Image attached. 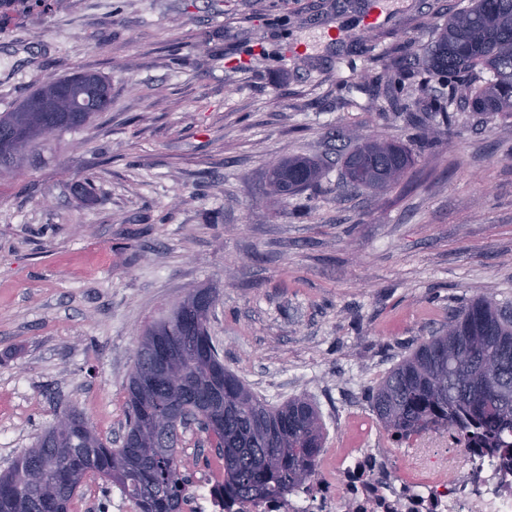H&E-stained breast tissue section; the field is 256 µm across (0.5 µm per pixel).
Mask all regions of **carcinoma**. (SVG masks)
<instances>
[{
	"mask_svg": "<svg viewBox=\"0 0 512 512\" xmlns=\"http://www.w3.org/2000/svg\"><path fill=\"white\" fill-rule=\"evenodd\" d=\"M430 71L456 78L448 85V105L465 100L474 112L512 117V0H472L448 18L425 47ZM490 77H485V74ZM91 97L93 112H48L45 98L76 101ZM112 105L109 85L96 73L74 72L43 81L13 111L0 113V172L10 171L21 127H57L55 138L87 127ZM413 149L399 141L364 139L345 154L344 174L355 188L384 191L414 166ZM321 177L318 162L301 156L273 163L269 193L286 199ZM213 291L197 288L144 331L148 350L158 336H183L193 348L176 360L181 381L173 382L149 364L134 362L128 383L126 435L129 445L108 447L84 417L71 412L75 427L51 425L42 439L0 474V512H70L86 476L119 487L136 512H185L188 471L198 460L182 455L181 430L159 434L168 408H197L215 400L204 431L224 460V494L244 500L285 494L313 474L325 439L321 415L306 397L278 406L261 401L224 368L207 329ZM382 427L401 436L431 423L471 433L474 447L502 451L500 436L512 433V314L487 297L470 301L448 317V325L403 357L368 396Z\"/></svg>",
	"mask_w": 512,
	"mask_h": 512,
	"instance_id": "carcinoma-1",
	"label": "carcinoma"
}]
</instances>
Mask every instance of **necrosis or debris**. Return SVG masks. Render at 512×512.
Returning a JSON list of instances; mask_svg holds the SVG:
<instances>
[{
    "mask_svg": "<svg viewBox=\"0 0 512 512\" xmlns=\"http://www.w3.org/2000/svg\"><path fill=\"white\" fill-rule=\"evenodd\" d=\"M343 413L314 476L288 495L229 500L215 468L186 512H512V456L475 452L440 424L400 442L356 407Z\"/></svg>",
    "mask_w": 512,
    "mask_h": 512,
    "instance_id": "obj_1",
    "label": "necrosis or debris"
}]
</instances>
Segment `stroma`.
<instances>
[{
    "label": "stroma",
    "mask_w": 512,
    "mask_h": 512,
    "mask_svg": "<svg viewBox=\"0 0 512 512\" xmlns=\"http://www.w3.org/2000/svg\"><path fill=\"white\" fill-rule=\"evenodd\" d=\"M0 0V113L49 76L95 71L112 107L0 175V471L66 410L126 432L145 328L198 287L224 365L268 404L305 396L331 424L452 311L512 310V117L454 103L451 132L402 183L358 191V138L418 137L384 94L406 46L471 0ZM337 38H329V31ZM304 54H295L296 45ZM444 78L417 66L419 111ZM324 163L274 201L270 161ZM73 512H134L87 478Z\"/></svg>",
    "instance_id": "35a3bbf8"
}]
</instances>
